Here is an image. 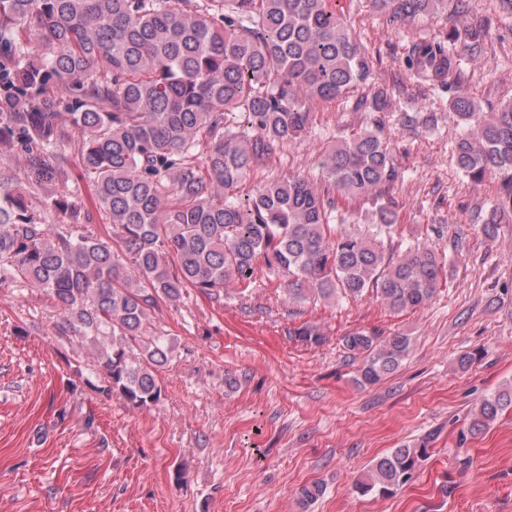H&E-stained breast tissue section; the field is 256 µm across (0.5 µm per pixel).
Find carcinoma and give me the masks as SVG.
I'll list each match as a JSON object with an SVG mask.
<instances>
[{"instance_id": "cac0c4a2", "label": "carcinoma", "mask_w": 512, "mask_h": 512, "mask_svg": "<svg viewBox=\"0 0 512 512\" xmlns=\"http://www.w3.org/2000/svg\"><path fill=\"white\" fill-rule=\"evenodd\" d=\"M393 20L448 9V0H370ZM38 40L34 50L19 36ZM487 22L474 18L446 41L413 44L412 68L441 86L461 83L445 42L473 59ZM75 105L47 95L50 81ZM385 112L388 88L374 60L331 0H0V143L12 140L35 178L66 184L56 148L77 132L80 167L94 186V210L62 191L39 202L0 170V284L42 289L62 314L61 336L93 348L95 386L136 408L160 401L158 368L174 352L151 320L162 300L188 289L221 298L250 287L258 260L285 278L288 300L357 298L369 289L392 311L425 306L446 274V258L419 240L386 253L397 212L387 191L400 178L380 128L329 147L314 177L288 174L259 183L247 204L236 191L255 167L314 128L306 102H350ZM461 133L456 167L475 184L501 180L504 196L485 215L486 236L512 212V101L491 112L471 97L449 103ZM245 113L243 128L229 115ZM371 201L370 235L346 230L334 195ZM55 212L64 224H49ZM112 225L114 248L88 229L93 213ZM319 345L313 325L295 332ZM344 347L361 358L358 381L396 371L409 338L355 331ZM512 407V384L482 400L468 432L489 428ZM427 442L395 448L355 487L387 494L408 482Z\"/></svg>"}]
</instances>
